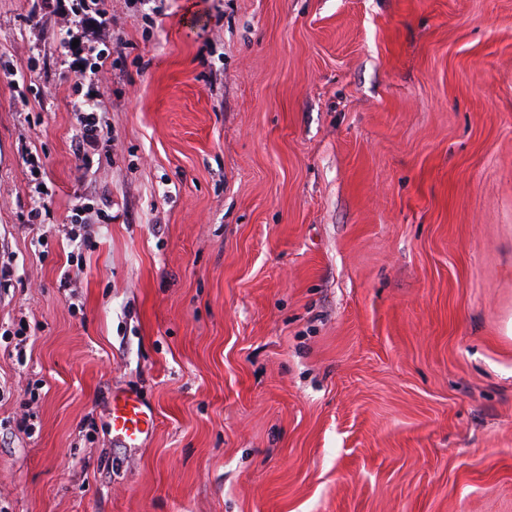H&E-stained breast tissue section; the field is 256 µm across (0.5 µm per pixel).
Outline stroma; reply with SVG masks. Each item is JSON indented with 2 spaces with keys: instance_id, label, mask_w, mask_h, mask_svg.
Returning <instances> with one entry per match:
<instances>
[{
  "instance_id": "35a3bbf8",
  "label": "stroma",
  "mask_w": 512,
  "mask_h": 512,
  "mask_svg": "<svg viewBox=\"0 0 512 512\" xmlns=\"http://www.w3.org/2000/svg\"><path fill=\"white\" fill-rule=\"evenodd\" d=\"M80 7L0 0V512H512V0ZM101 109L100 104H96L94 111L87 113L88 118L83 124L81 135L77 143V151L85 161L90 160V156L97 151L102 137L104 138V128L99 122L94 112ZM155 417L150 407L135 390L112 394L108 425L112 439L124 447L141 446L154 429Z\"/></svg>"
}]
</instances>
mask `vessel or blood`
Segmentation results:
<instances>
[{
  "instance_id": "1",
  "label": "vessel or blood",
  "mask_w": 512,
  "mask_h": 512,
  "mask_svg": "<svg viewBox=\"0 0 512 512\" xmlns=\"http://www.w3.org/2000/svg\"><path fill=\"white\" fill-rule=\"evenodd\" d=\"M154 421L152 410L137 391L113 393L108 425L117 444L130 448L142 445L152 433Z\"/></svg>"
}]
</instances>
